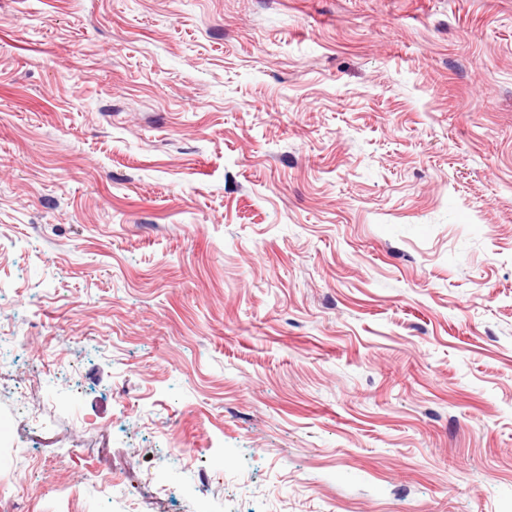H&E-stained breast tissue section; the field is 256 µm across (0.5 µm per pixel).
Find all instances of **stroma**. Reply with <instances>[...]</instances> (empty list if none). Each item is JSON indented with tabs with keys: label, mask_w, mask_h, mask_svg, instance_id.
I'll return each mask as SVG.
<instances>
[{
	"label": "stroma",
	"mask_w": 512,
	"mask_h": 512,
	"mask_svg": "<svg viewBox=\"0 0 512 512\" xmlns=\"http://www.w3.org/2000/svg\"><path fill=\"white\" fill-rule=\"evenodd\" d=\"M0 327L34 512H512V0H0Z\"/></svg>",
	"instance_id": "35a3bbf8"
}]
</instances>
